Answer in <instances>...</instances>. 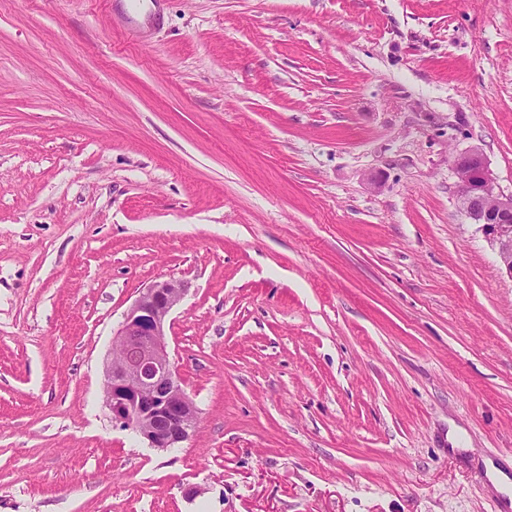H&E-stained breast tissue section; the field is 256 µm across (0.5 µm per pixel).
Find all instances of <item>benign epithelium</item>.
<instances>
[{
    "label": "benign epithelium",
    "mask_w": 512,
    "mask_h": 512,
    "mask_svg": "<svg viewBox=\"0 0 512 512\" xmlns=\"http://www.w3.org/2000/svg\"><path fill=\"white\" fill-rule=\"evenodd\" d=\"M454 165L460 208L478 224L512 276V195L496 191L481 152L461 154ZM185 291L182 282L170 279L141 292L116 332L123 357L106 368L104 397L112 422L162 450L190 440L198 422V409L182 388L164 331L166 317Z\"/></svg>",
    "instance_id": "obj_1"
}]
</instances>
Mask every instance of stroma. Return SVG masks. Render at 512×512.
<instances>
[{"instance_id":"35a3bbf8","label":"stroma","mask_w":512,"mask_h":512,"mask_svg":"<svg viewBox=\"0 0 512 512\" xmlns=\"http://www.w3.org/2000/svg\"><path fill=\"white\" fill-rule=\"evenodd\" d=\"M472 149L512 194V0H0V512H501ZM167 279L199 424L161 451L103 382Z\"/></svg>"}]
</instances>
